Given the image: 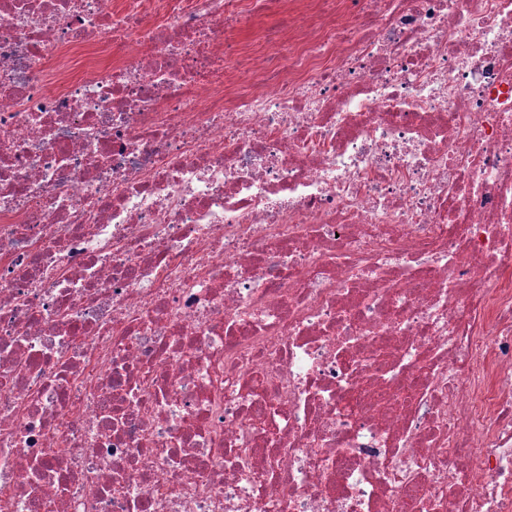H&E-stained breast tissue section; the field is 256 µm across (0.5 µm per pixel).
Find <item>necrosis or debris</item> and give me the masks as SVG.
Returning a JSON list of instances; mask_svg holds the SVG:
<instances>
[{
	"instance_id": "1",
	"label": "necrosis or debris",
	"mask_w": 512,
	"mask_h": 512,
	"mask_svg": "<svg viewBox=\"0 0 512 512\" xmlns=\"http://www.w3.org/2000/svg\"><path fill=\"white\" fill-rule=\"evenodd\" d=\"M348 2L0 0V512H512V0ZM270 19H257L250 27L241 30H234L226 34V40L232 49L237 50L240 45L254 39L255 35L263 28L269 26Z\"/></svg>"
}]
</instances>
